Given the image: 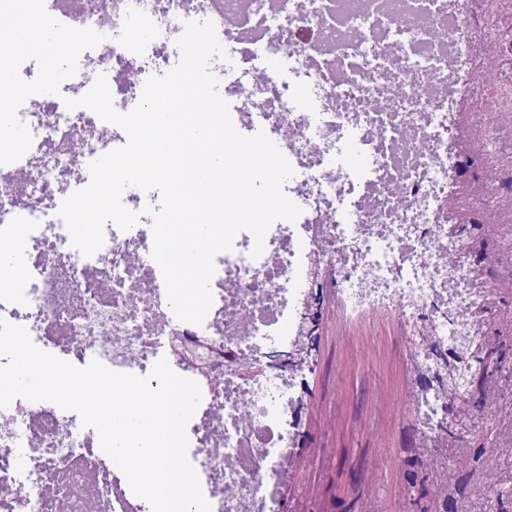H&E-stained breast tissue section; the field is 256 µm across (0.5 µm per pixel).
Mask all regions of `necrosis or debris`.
<instances>
[{
  "instance_id": "obj_1",
  "label": "necrosis or debris",
  "mask_w": 512,
  "mask_h": 512,
  "mask_svg": "<svg viewBox=\"0 0 512 512\" xmlns=\"http://www.w3.org/2000/svg\"><path fill=\"white\" fill-rule=\"evenodd\" d=\"M476 8L477 0H0V25L22 19L68 44L91 39L53 100L18 96L0 122L1 138L24 140L0 149V252L24 256L23 277L0 280V319L25 328L35 346L138 377L165 341L171 369L201 391L186 436L210 512H274L291 471L284 425L296 413V377L249 368L298 340L313 266L327 271L346 317H393L411 366L400 407L421 447L447 420L444 399L422 382L437 353L455 362L457 389L469 392L464 359L488 296L470 272L467 241L448 234L460 195L449 117L461 105L459 75H491L474 67ZM135 21L143 37H133ZM206 21L222 48L245 57L224 86L232 123L273 136L293 169L283 189L301 213L273 222L260 244L239 231L215 255L212 305L194 324L175 316L160 285L142 193L122 196L139 222L126 231L107 223L89 257L73 247L59 210L90 182V163L128 141L66 100L102 74L116 111H132L147 79L173 69L186 24ZM271 57L284 73L276 84L264 76ZM94 443L80 415L54 403L19 397L0 408V512H152Z\"/></svg>"
}]
</instances>
